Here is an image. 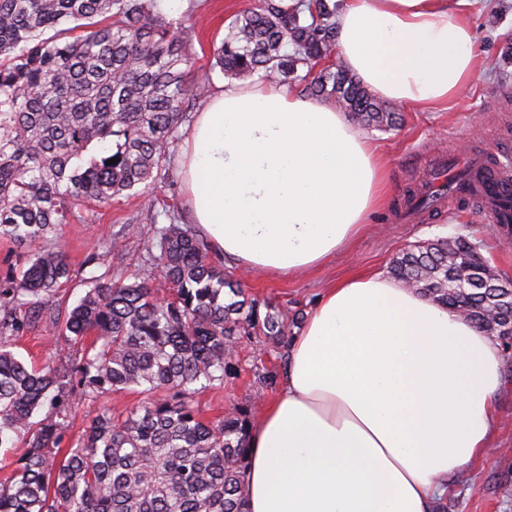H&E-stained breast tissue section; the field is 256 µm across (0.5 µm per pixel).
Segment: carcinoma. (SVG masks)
Listing matches in <instances>:
<instances>
[{
    "label": "carcinoma",
    "mask_w": 512,
    "mask_h": 512,
    "mask_svg": "<svg viewBox=\"0 0 512 512\" xmlns=\"http://www.w3.org/2000/svg\"><path fill=\"white\" fill-rule=\"evenodd\" d=\"M342 6L261 0L232 19L211 67L331 97L364 128L394 130L402 114L341 59L329 62ZM193 60L189 30L175 31L155 0H0V238L35 249L0 281V448L11 456L0 512H247L250 409L208 420L196 397L236 375L231 359L245 338L276 342L287 363L286 314L246 294L185 225L156 229L146 267L91 278L72 306L44 320L58 345L77 348L75 362L29 366L9 344L73 277L60 229L76 209L131 195L156 206L149 188L168 178L170 148L204 87L188 82ZM105 142L111 153L85 156ZM390 274L489 336L512 324L503 292L512 277L466 236L411 244ZM159 277L171 286L166 300L152 288ZM118 392L143 399L114 415L105 400ZM79 403L98 413L72 438Z\"/></svg>",
    "instance_id": "cac0c4a2"
}]
</instances>
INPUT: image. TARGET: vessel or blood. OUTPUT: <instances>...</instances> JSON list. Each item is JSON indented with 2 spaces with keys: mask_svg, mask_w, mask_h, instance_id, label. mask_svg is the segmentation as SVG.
I'll list each match as a JSON object with an SVG mask.
<instances>
[{
  "mask_svg": "<svg viewBox=\"0 0 512 512\" xmlns=\"http://www.w3.org/2000/svg\"><path fill=\"white\" fill-rule=\"evenodd\" d=\"M469 162L481 170L482 177L472 191L477 199L481 214L495 224L512 222V167L490 165L484 154L470 155Z\"/></svg>",
  "mask_w": 512,
  "mask_h": 512,
  "instance_id": "1",
  "label": "vessel or blood"
}]
</instances>
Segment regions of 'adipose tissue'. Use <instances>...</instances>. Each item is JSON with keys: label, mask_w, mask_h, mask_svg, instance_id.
Here are the masks:
<instances>
[{"label": "adipose tissue", "mask_w": 512, "mask_h": 512, "mask_svg": "<svg viewBox=\"0 0 512 512\" xmlns=\"http://www.w3.org/2000/svg\"><path fill=\"white\" fill-rule=\"evenodd\" d=\"M469 0H346L339 54L378 96L444 112L479 60ZM190 216L225 262L292 274L345 251L388 169L346 113L283 87L225 85L185 130ZM499 342L382 273L321 294L253 423L249 512H432L491 444Z\"/></svg>", "instance_id": "adipose-tissue-1"}]
</instances>
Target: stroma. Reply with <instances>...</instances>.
Wrapping results in <instances>:
<instances>
[{
	"instance_id": "35a3bbf8",
	"label": "stroma",
	"mask_w": 512,
	"mask_h": 512,
	"mask_svg": "<svg viewBox=\"0 0 512 512\" xmlns=\"http://www.w3.org/2000/svg\"><path fill=\"white\" fill-rule=\"evenodd\" d=\"M259 0H159L157 10L167 21L185 23L192 34L195 61L193 79L209 76L213 45L220 41L230 19L256 8ZM466 18L476 35L482 70L445 112H404L399 130L369 132L390 166V190L386 208L374 215L365 234L346 252L326 265L300 275L253 273L238 275L225 266L228 275L238 276L246 293L268 299L287 309L289 316L306 319L324 288L358 270L387 272L392 256L407 245L456 234H468L484 241L483 254L492 266L512 276V235L488 237L486 220L470 206L446 202L424 221L404 222L410 192L424 184L433 159L452 153L466 157L479 151L500 161L512 157V103L503 104L500 95L512 91V62L503 60L502 49L512 43V0H470ZM155 209L144 208L140 199L123 197L111 206L82 213L64 229L63 242L76 275L61 289L59 299L75 302L86 279L110 269L113 276L128 275L149 258L148 244L156 228L167 224L174 210L185 206V189L177 167H170L166 182L156 185ZM120 238L121 248L112 254L108 266H101L103 244ZM13 351L26 363L41 366L67 356L43 328L20 332L12 340ZM275 345L262 336L243 340L236 350L238 373L223 389L200 395L206 418L223 414L232 405L250 408L259 415L273 391L257 389L258 373L277 365ZM496 426L490 452L465 473L449 480L441 504L444 512H512V375L504 376L503 388L494 400Z\"/></svg>"
}]
</instances>
